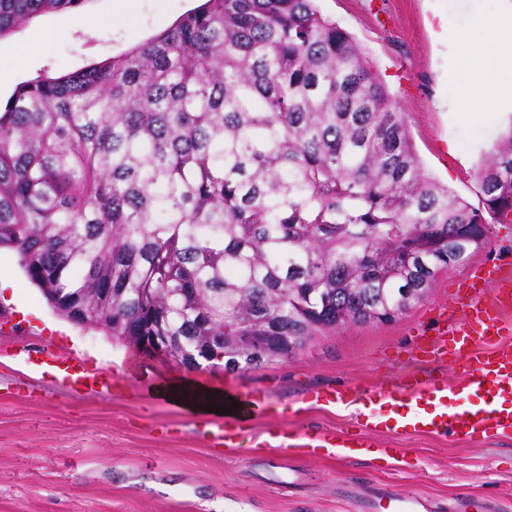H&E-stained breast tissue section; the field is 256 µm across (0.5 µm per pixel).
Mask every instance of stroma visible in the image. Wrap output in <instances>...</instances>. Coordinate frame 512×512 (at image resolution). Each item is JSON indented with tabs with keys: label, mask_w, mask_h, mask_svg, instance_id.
I'll use <instances>...</instances> for the list:
<instances>
[{
	"label": "stroma",
	"mask_w": 512,
	"mask_h": 512,
	"mask_svg": "<svg viewBox=\"0 0 512 512\" xmlns=\"http://www.w3.org/2000/svg\"><path fill=\"white\" fill-rule=\"evenodd\" d=\"M199 0H134L132 16H112L114 0H85L79 10H50L0 38V102L38 75H60L119 56L169 28ZM321 13L359 43L395 97L424 172L471 205L481 203L475 174L512 114L483 113L473 126L448 97L457 80V49L439 34L451 16L467 29L499 0H317ZM92 17L75 25L74 13ZM512 272V223L489 224L485 241L440 273L427 297L395 320L348 324L315 336L295 357L259 369L220 373L215 384L245 397L263 395L275 416L248 423L241 449L211 442L216 418L159 396L173 378L205 380L173 362L59 316L27 282L16 253L0 249V274L17 290L0 291V311L22 328L0 332V512H362L366 496L398 491L428 512H465L489 500L512 512V437L463 441L405 434L385 438L398 460L303 458L283 446L297 433L348 427L353 410L309 403L316 391L388 388L404 374L438 376L444 366L418 355V335L434 336L433 307L450 303L471 267ZM79 353L111 374L112 390L85 394L49 372L16 369L6 353Z\"/></svg>",
	"instance_id": "obj_1"
}]
</instances>
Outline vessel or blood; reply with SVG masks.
Listing matches in <instances>:
<instances>
[{
	"instance_id": "b4317fda",
	"label": "vessel or blood",
	"mask_w": 512,
	"mask_h": 512,
	"mask_svg": "<svg viewBox=\"0 0 512 512\" xmlns=\"http://www.w3.org/2000/svg\"><path fill=\"white\" fill-rule=\"evenodd\" d=\"M512 275L495 267H476L466 289L457 291L452 306L435 308L440 329L435 337L420 338L419 355L449 365L460 375L456 384L446 378L421 379L404 375L394 388L363 392L357 389L314 393L315 401L360 405L354 431L316 437L295 436L289 448L308 458L354 457L375 446L380 434H451L460 439L512 435ZM11 359L28 370L52 368L64 386L87 394L110 390L112 378L79 357L45 353L33 356L26 346L15 348ZM483 398L482 406L458 408L461 395ZM237 407L225 415L211 435L214 442L239 447L244 425L257 413L254 402L226 393ZM369 512H420L419 499L387 492L368 497Z\"/></svg>"
}]
</instances>
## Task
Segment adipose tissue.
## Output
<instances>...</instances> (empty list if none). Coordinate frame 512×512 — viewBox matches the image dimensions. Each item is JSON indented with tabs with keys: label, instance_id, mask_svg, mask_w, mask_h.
<instances>
[{
	"label": "adipose tissue",
	"instance_id": "adipose-tissue-1",
	"mask_svg": "<svg viewBox=\"0 0 512 512\" xmlns=\"http://www.w3.org/2000/svg\"><path fill=\"white\" fill-rule=\"evenodd\" d=\"M439 25L460 49L456 63L468 80L457 94L466 113L476 119L492 106L512 110V0L495 13L478 15L471 30H456L447 17Z\"/></svg>",
	"mask_w": 512,
	"mask_h": 512
}]
</instances>
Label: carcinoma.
I'll use <instances>...</instances> for the list:
<instances>
[{"instance_id": "1", "label": "carcinoma", "mask_w": 512, "mask_h": 512, "mask_svg": "<svg viewBox=\"0 0 512 512\" xmlns=\"http://www.w3.org/2000/svg\"><path fill=\"white\" fill-rule=\"evenodd\" d=\"M85 0H0V38ZM474 207L315 0H204L0 108V247L67 321L199 369H257L337 317L391 321L512 223V126ZM80 301L72 318L66 302Z\"/></svg>"}]
</instances>
